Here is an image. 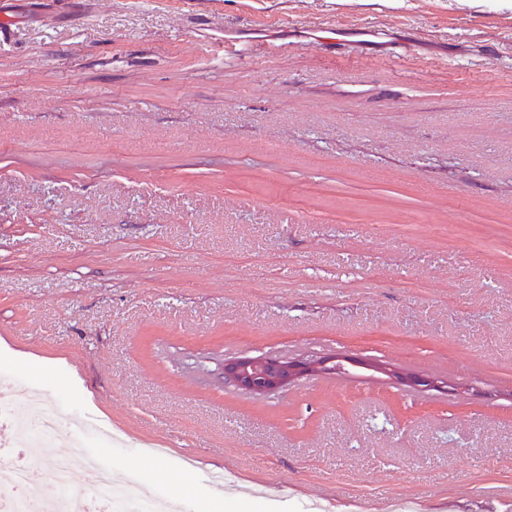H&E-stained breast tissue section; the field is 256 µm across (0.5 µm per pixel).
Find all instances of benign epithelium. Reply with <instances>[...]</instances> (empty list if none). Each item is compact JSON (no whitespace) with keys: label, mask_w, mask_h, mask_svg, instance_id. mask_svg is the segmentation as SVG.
Wrapping results in <instances>:
<instances>
[{"label":"benign epithelium","mask_w":512,"mask_h":512,"mask_svg":"<svg viewBox=\"0 0 512 512\" xmlns=\"http://www.w3.org/2000/svg\"><path fill=\"white\" fill-rule=\"evenodd\" d=\"M360 369L386 376L408 388L419 386L445 390L448 383L437 379L424 380L419 375L403 372L386 363L339 353L302 360H283L269 355L237 356L224 360V385L252 394L267 395L284 390L298 380L315 375H340Z\"/></svg>","instance_id":"1"}]
</instances>
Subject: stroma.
I'll list each match as a JSON object with an SVG mask.
<instances>
[{
  "mask_svg": "<svg viewBox=\"0 0 512 512\" xmlns=\"http://www.w3.org/2000/svg\"><path fill=\"white\" fill-rule=\"evenodd\" d=\"M0 377L119 482L512 512V0H0ZM365 28L371 49L320 36ZM28 354L33 367L8 352ZM347 352L448 381L222 360ZM360 369L384 375L408 388L424 386L445 390L448 387V382L424 380L415 373L403 372L386 363L358 358L348 353L302 360H283L269 355L237 356L224 360L221 375L224 386L267 395L287 389L304 377L349 374Z\"/></svg>",
  "mask_w": 512,
  "mask_h": 512,
  "instance_id": "35a3bbf8",
  "label": "stroma"
}]
</instances>
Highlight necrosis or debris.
I'll use <instances>...</instances> for the list:
<instances>
[{
    "instance_id": "necrosis-or-debris-1",
    "label": "necrosis or debris",
    "mask_w": 512,
    "mask_h": 512,
    "mask_svg": "<svg viewBox=\"0 0 512 512\" xmlns=\"http://www.w3.org/2000/svg\"><path fill=\"white\" fill-rule=\"evenodd\" d=\"M29 413L37 421L25 426V460L0 452V512H159V502L142 497L136 487L113 485L106 471L80 456H45L44 450L58 429L57 418L37 406L30 407ZM32 462L42 469L43 486L55 489L54 500H45L42 486L29 482L28 465ZM78 470L85 477L80 489L72 482Z\"/></svg>"
}]
</instances>
